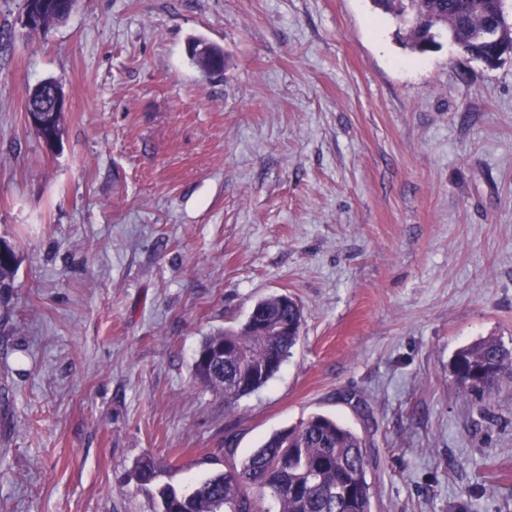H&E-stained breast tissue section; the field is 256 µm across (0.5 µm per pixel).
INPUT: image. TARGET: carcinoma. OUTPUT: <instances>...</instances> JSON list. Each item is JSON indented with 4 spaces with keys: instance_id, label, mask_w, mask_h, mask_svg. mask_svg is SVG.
I'll list each match as a JSON object with an SVG mask.
<instances>
[{
    "instance_id": "obj_1",
    "label": "carcinoma",
    "mask_w": 512,
    "mask_h": 512,
    "mask_svg": "<svg viewBox=\"0 0 512 512\" xmlns=\"http://www.w3.org/2000/svg\"><path fill=\"white\" fill-rule=\"evenodd\" d=\"M76 0H63L57 9H43L31 31L65 21ZM506 0H372L406 28L405 41L419 53L429 51L431 33L461 43L468 54H487L495 43L482 37L498 27L497 14ZM0 288L12 287L17 256L3 242ZM260 318L288 323V333L271 328L262 336L247 329ZM301 307L285 295H271L255 304L247 323L226 328L201 342L194 361L195 379L224 396L226 408L265 386L279 371L301 338ZM462 391L480 399L490 395L501 374H512V349L499 340L481 338L458 350L451 361ZM225 470L199 481L191 490L171 485L157 490L159 512H262L271 496L279 512H372V485L367 471L374 463L366 438L327 415L314 413L292 427L267 436L249 456L234 459L232 440L225 442ZM142 487L157 479V462L142 455L132 468Z\"/></svg>"
}]
</instances>
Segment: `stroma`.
<instances>
[{
	"mask_svg": "<svg viewBox=\"0 0 512 512\" xmlns=\"http://www.w3.org/2000/svg\"><path fill=\"white\" fill-rule=\"evenodd\" d=\"M0 239V512H157L140 456L188 489L313 413L371 441L373 512H512V377L450 366L512 348L511 57L413 52L371 0H0ZM272 294L302 337L226 409L195 354ZM62 7L57 9H43L38 12V20L33 25L27 26L31 31L45 30L49 26L64 22L71 14L76 0L60 1ZM56 83L59 87V90L61 93H63L62 84L59 80H47L39 83L35 89L33 90L29 102H28V108L29 105H35L42 97L43 91L47 84ZM56 87L51 86L49 89V92L47 95L44 96V102L41 106V108L37 110H32L31 112H28V122L32 129H40L42 130L47 126L45 121L44 113H51L55 115L51 119L50 125L53 129H57L59 131V135L62 134L61 129V119H62V112H59L60 110H64L66 106V100L65 97H63ZM4 256L0 261V288H11L17 269V256L12 246L0 241ZM451 366L462 391L483 399L490 395L501 374H512V349H507L495 338H481L458 350ZM478 371L487 375L482 382L474 377ZM132 477L141 487L151 486L157 479V462L150 454L142 455L132 468Z\"/></svg>",
	"mask_w": 512,
	"mask_h": 512,
	"instance_id": "stroma-1",
	"label": "stroma"
}]
</instances>
